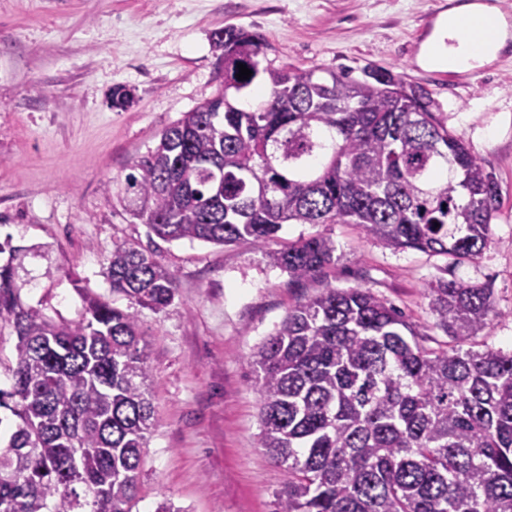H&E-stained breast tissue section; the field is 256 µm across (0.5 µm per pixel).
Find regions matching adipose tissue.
<instances>
[{
	"instance_id": "ef3b65f1",
	"label": "adipose tissue",
	"mask_w": 512,
	"mask_h": 512,
	"mask_svg": "<svg viewBox=\"0 0 512 512\" xmlns=\"http://www.w3.org/2000/svg\"><path fill=\"white\" fill-rule=\"evenodd\" d=\"M512 42V23L488 0H453L437 23L428 48L431 65L476 70Z\"/></svg>"
}]
</instances>
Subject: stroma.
Wrapping results in <instances>:
<instances>
[{"instance_id":"obj_1","label":"stroma","mask_w":512,"mask_h":512,"mask_svg":"<svg viewBox=\"0 0 512 512\" xmlns=\"http://www.w3.org/2000/svg\"><path fill=\"white\" fill-rule=\"evenodd\" d=\"M448 0H0V265L25 306L76 323L92 295L126 308L106 268L116 244L152 255L173 303L140 310L157 427L137 512L171 499L186 512H275L288 479L255 440L260 397L247 361L299 300L325 285L365 287L433 328L437 278L490 289L496 316L479 345L512 348V50L449 77L422 48ZM263 35L274 66L363 79L388 71L426 89L433 110L491 173L499 206L472 261L392 251L354 224H287L267 249L164 241L126 209L125 176L160 133L211 96L224 63L213 34ZM134 95L112 107L115 87ZM322 233L336 243L324 278L293 284L266 250Z\"/></svg>"}]
</instances>
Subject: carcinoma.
Masks as SVG:
<instances>
[{
  "instance_id": "obj_1",
  "label": "carcinoma",
  "mask_w": 512,
  "mask_h": 512,
  "mask_svg": "<svg viewBox=\"0 0 512 512\" xmlns=\"http://www.w3.org/2000/svg\"><path fill=\"white\" fill-rule=\"evenodd\" d=\"M214 44L216 93L130 165L129 211L149 233L262 249L285 224H356L392 250L481 255L497 184L425 89L389 72L356 81L264 65L265 39L235 26ZM257 80L268 96L241 105ZM266 256L299 283L324 273L336 243L317 234ZM108 280L127 309L88 298L86 317L56 324L22 305L0 266V321L17 336L0 408L19 419L0 453V512H132L139 501L157 421L138 312L165 310L176 284L126 243ZM429 294L431 327L368 288L328 284L251 352L256 447L288 473L278 512L512 509V351L471 345L495 315L491 294L444 279ZM433 327L453 345L428 346Z\"/></svg>"
}]
</instances>
